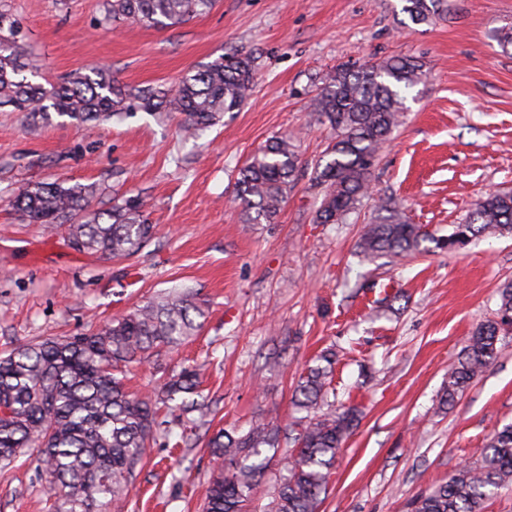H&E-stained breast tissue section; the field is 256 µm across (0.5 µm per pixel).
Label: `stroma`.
I'll return each instance as SVG.
<instances>
[{
  "label": "stroma",
  "instance_id": "stroma-1",
  "mask_svg": "<svg viewBox=\"0 0 512 512\" xmlns=\"http://www.w3.org/2000/svg\"><path fill=\"white\" fill-rule=\"evenodd\" d=\"M447 14L413 24L402 0H217L174 27L103 24L102 0H11L38 64L35 83L98 64L132 87L173 85L232 49L259 56L255 90L199 137L144 111L105 124L57 117L35 124L0 111V354L48 336L84 332L175 285L208 303L198 335L130 364L143 392L171 369L197 367L214 427L294 425V389L324 350L341 359L337 401L358 428L331 470L319 512H406L410 501L478 462L512 421V335L453 407L440 397L448 367L474 327L494 318L512 280V235H480L461 250L373 262L357 242L372 217L363 201L344 224L315 223L319 190L301 177L277 223L248 222L235 172L267 139L294 136L315 164L330 136L309 110L337 65L413 56L426 74L372 172L375 194L400 203L435 236L463 223L492 190L512 191V0H447ZM65 180L90 191L145 196L156 235L121 259L73 250L10 205L18 188ZM213 471L207 448L149 449L129 497L110 512H200ZM45 478L26 459L0 468V512H50Z\"/></svg>",
  "mask_w": 512,
  "mask_h": 512
}]
</instances>
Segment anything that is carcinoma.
<instances>
[{
	"instance_id": "cac0c4a2",
	"label": "carcinoma",
	"mask_w": 512,
	"mask_h": 512,
	"mask_svg": "<svg viewBox=\"0 0 512 512\" xmlns=\"http://www.w3.org/2000/svg\"><path fill=\"white\" fill-rule=\"evenodd\" d=\"M217 0H103L106 23L132 18L146 27L186 23L213 9ZM402 11L414 23H428L447 11L445 0H405ZM424 64L390 57L359 66L340 65L322 79L310 105L333 137L313 171L322 200L318 224H341L370 196L372 168L383 144L405 112L402 92L416 86ZM257 57L227 52L186 74L170 87L132 90L107 67L66 75L46 88L28 80L31 55L10 0H0V106L10 105L48 124L52 115L82 125L122 119L133 110L180 117L197 136L250 97ZM303 166L288 136L271 138L237 173L236 198L248 219L274 224ZM12 205L21 220L48 229L66 225L70 244L92 255L125 257L154 237L147 203L140 196L113 199L108 210L88 208L86 188L63 181L20 188ZM379 216L365 225L358 242L370 259L420 250L426 233L410 223L389 198L376 201ZM512 233V192L480 200L469 219L454 225L443 245L465 246L477 235ZM207 318L205 302L188 289L150 297L132 313L104 321L76 336L49 337L0 356V463L34 456L46 477L54 512H107L112 500L132 490L134 473L158 439L173 430L158 422L160 409L179 412L182 423L205 422L210 408L197 399L199 373L183 367L145 395L126 389L122 365L173 348L197 334ZM512 327V282L499 290L497 318L472 331L448 368L441 405H451L495 361L505 328ZM337 355L327 351L295 390L307 412L300 431L288 438L278 425L233 435L222 429L207 441L215 460L204 490L203 512H248L258 479L277 455L291 464L274 487L267 512H318L330 470L358 423L355 406L328 401ZM291 441L295 453L281 447ZM512 490V423L495 432L477 463L459 465L429 491L416 496L410 512H484L485 503Z\"/></svg>"
}]
</instances>
